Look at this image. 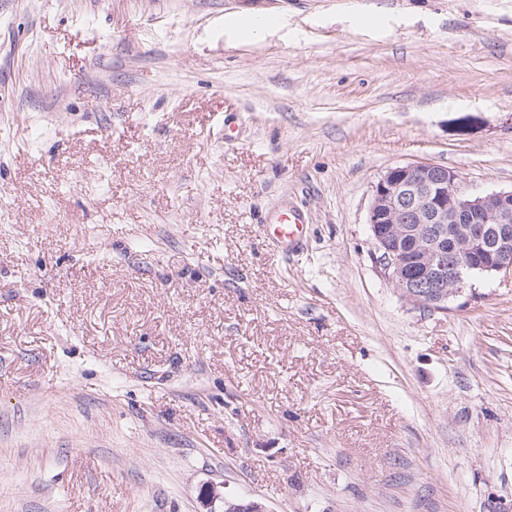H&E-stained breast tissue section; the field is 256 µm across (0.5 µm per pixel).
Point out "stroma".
Instances as JSON below:
<instances>
[{
    "instance_id": "stroma-1",
    "label": "stroma",
    "mask_w": 512,
    "mask_h": 512,
    "mask_svg": "<svg viewBox=\"0 0 512 512\" xmlns=\"http://www.w3.org/2000/svg\"><path fill=\"white\" fill-rule=\"evenodd\" d=\"M416 161L512 188V0H0V512H512V276L371 260ZM307 217L301 210L279 207L271 211L264 223V232L284 249H292L303 241Z\"/></svg>"
}]
</instances>
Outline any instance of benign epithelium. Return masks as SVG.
<instances>
[{
	"mask_svg": "<svg viewBox=\"0 0 512 512\" xmlns=\"http://www.w3.org/2000/svg\"><path fill=\"white\" fill-rule=\"evenodd\" d=\"M379 273L401 299L422 309L445 312L448 302L469 286L470 272L512 276V189L482 195L465 193L456 171L432 162L389 168L371 186L367 214ZM389 224L393 237L379 232ZM451 234L454 247L436 241ZM415 240L420 271L408 274L406 255L392 238ZM224 512H266L255 501L224 502Z\"/></svg>",
	"mask_w": 512,
	"mask_h": 512,
	"instance_id": "7a95c632",
	"label": "benign epithelium"
}]
</instances>
